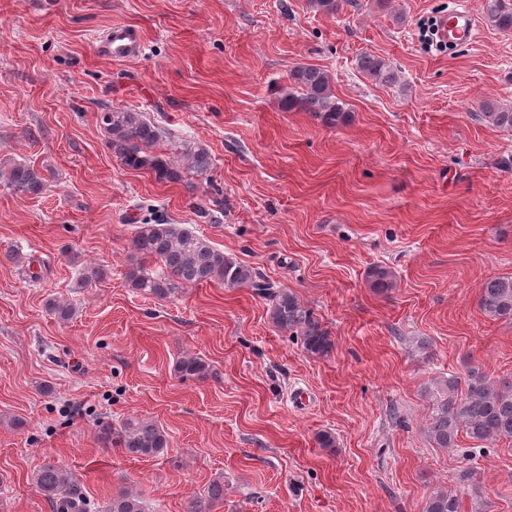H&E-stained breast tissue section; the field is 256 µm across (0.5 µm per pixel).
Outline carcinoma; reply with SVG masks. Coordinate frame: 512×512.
<instances>
[{"label": "carcinoma", "mask_w": 512, "mask_h": 512, "mask_svg": "<svg viewBox=\"0 0 512 512\" xmlns=\"http://www.w3.org/2000/svg\"><path fill=\"white\" fill-rule=\"evenodd\" d=\"M350 2L309 0V7L318 13L335 15ZM479 7L491 27L512 33V0H480ZM358 68L382 85H391L397 80L393 66L377 55L361 56ZM275 92L285 112H307L330 128L345 125L350 120V112L335 96L330 75L321 68L305 64L293 67L287 83L278 86ZM483 116L495 127L512 131L511 107L488 104ZM98 121L108 136V148L128 169L148 171L161 183H178L187 173L199 177L211 170L212 158L202 146L184 147L179 162L156 153L164 129L141 112L112 108L99 113ZM0 182L18 196L31 197L42 194L47 179L31 163L0 161ZM130 247L141 259V264L128 273L131 288L162 300L185 286L214 281L229 288H250L270 303L271 318L279 329L301 337L309 355L323 357L332 349L328 331L294 294L254 268L226 257L195 232L176 224L145 222L137 225ZM149 259L163 263L162 274L145 268L144 262ZM368 278L377 291L394 287V275L382 266L371 268ZM46 307L62 321L72 316V307L55 298L49 299ZM479 307L489 318L512 319V275L487 279ZM175 371L183 379H204L210 373V365L200 357L186 354L177 362ZM428 396L431 411L426 431L435 447L457 448L461 434L491 444L502 439L512 440V378L496 381L472 370L465 379L450 375L434 380ZM98 439L135 457H159L169 448L167 432L154 421L139 418L100 429ZM458 481L455 488L431 495L424 512H484L472 470L462 471ZM34 483L52 512H88L77 481L63 466L51 463L42 466L35 473ZM222 502L224 480L215 479L204 493L191 499L188 512H215ZM106 512H145L142 494L124 488L112 495Z\"/></svg>", "instance_id": "cac0c4a2"}]
</instances>
